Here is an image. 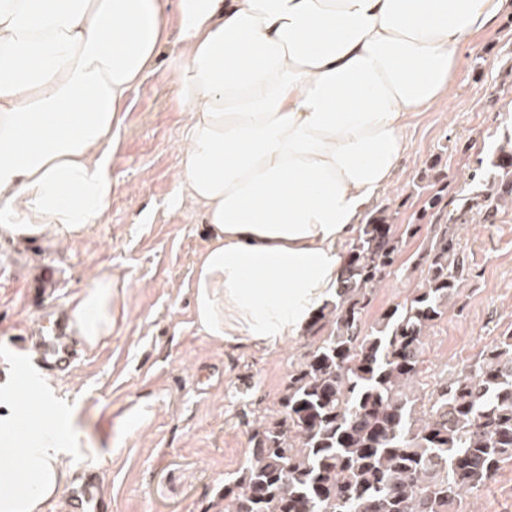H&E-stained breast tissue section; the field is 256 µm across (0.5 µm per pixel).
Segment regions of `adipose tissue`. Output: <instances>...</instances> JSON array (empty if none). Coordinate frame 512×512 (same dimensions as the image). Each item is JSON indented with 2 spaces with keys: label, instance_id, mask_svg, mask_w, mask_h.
<instances>
[{
  "label": "adipose tissue",
  "instance_id": "obj_1",
  "mask_svg": "<svg viewBox=\"0 0 512 512\" xmlns=\"http://www.w3.org/2000/svg\"><path fill=\"white\" fill-rule=\"evenodd\" d=\"M512 0H0V232L70 242L100 224L134 87L175 42L186 114L175 175L210 242L194 316L217 341L272 345L336 295L341 245L393 186L402 121L451 88ZM112 333V278L70 306ZM48 417L0 414V512H60L72 472Z\"/></svg>",
  "mask_w": 512,
  "mask_h": 512
}]
</instances>
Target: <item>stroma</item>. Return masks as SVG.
Wrapping results in <instances>:
<instances>
[{
	"instance_id": "35a3bbf8",
	"label": "stroma",
	"mask_w": 512,
	"mask_h": 512,
	"mask_svg": "<svg viewBox=\"0 0 512 512\" xmlns=\"http://www.w3.org/2000/svg\"><path fill=\"white\" fill-rule=\"evenodd\" d=\"M174 57L166 47L130 95L112 161L118 189L102 224L63 247L49 236L21 244L0 232V370L18 369L44 408L68 421L73 473L98 474L111 512H211L250 453L254 420L277 409L289 374L314 347L306 331L274 345L219 342L195 322L192 271L209 239L191 200L170 205L185 120ZM403 137L399 178L371 205L387 209L395 224L414 223L440 187L469 195L494 175L498 147L512 137V11L473 38L449 96L412 114ZM429 233L425 224L404 239L367 323L424 279L415 256ZM456 233L468 274L428 331L421 376L428 391L512 333V204L493 223ZM48 270L52 292L44 310L33 309L26 288ZM103 273L112 277L111 336L69 373L34 377L14 340L65 313L87 280ZM214 368L223 378L199 390L198 374ZM454 512H512V463L463 494Z\"/></svg>"
}]
</instances>
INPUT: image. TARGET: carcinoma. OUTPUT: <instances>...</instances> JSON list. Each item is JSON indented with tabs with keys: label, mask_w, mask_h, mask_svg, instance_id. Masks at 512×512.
<instances>
[{
	"label": "carcinoma",
	"mask_w": 512,
	"mask_h": 512,
	"mask_svg": "<svg viewBox=\"0 0 512 512\" xmlns=\"http://www.w3.org/2000/svg\"><path fill=\"white\" fill-rule=\"evenodd\" d=\"M499 169L454 213L442 192L427 197L424 283L371 326L370 296L418 225L401 230L383 209L359 225L336 300L310 324L315 347L288 376L279 414L251 430L250 456L219 492V512H452L512 461V334L430 393L417 387L427 331L466 271L448 225L473 212L488 222L512 201V139Z\"/></svg>",
	"instance_id": "cac0c4a2"
}]
</instances>
